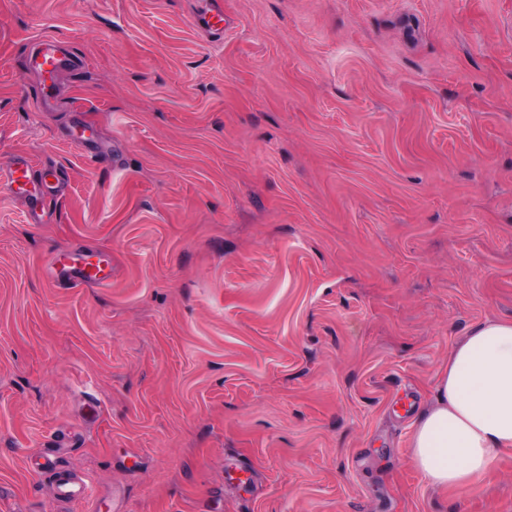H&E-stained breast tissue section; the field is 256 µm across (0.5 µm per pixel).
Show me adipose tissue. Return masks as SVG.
I'll use <instances>...</instances> for the list:
<instances>
[{
  "label": "adipose tissue",
  "mask_w": 512,
  "mask_h": 512,
  "mask_svg": "<svg viewBox=\"0 0 512 512\" xmlns=\"http://www.w3.org/2000/svg\"><path fill=\"white\" fill-rule=\"evenodd\" d=\"M500 450H512V320L489 319L452 347L437 372L410 460L428 484L465 488Z\"/></svg>",
  "instance_id": "obj_1"
}]
</instances>
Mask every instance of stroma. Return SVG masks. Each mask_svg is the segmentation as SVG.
Returning <instances> with one entry per match:
<instances>
[{"label":"stroma","mask_w":512,"mask_h":512,"mask_svg":"<svg viewBox=\"0 0 512 512\" xmlns=\"http://www.w3.org/2000/svg\"><path fill=\"white\" fill-rule=\"evenodd\" d=\"M20 153L65 185L0 184V512H512V451L409 456L512 320V0H0ZM56 493L58 498L68 502L87 500L89 497L86 483L79 484L68 477L61 476H57L56 479Z\"/></svg>","instance_id":"35a3bbf8"}]
</instances>
